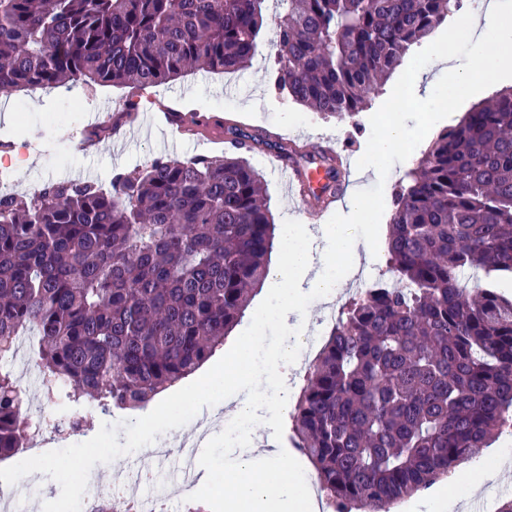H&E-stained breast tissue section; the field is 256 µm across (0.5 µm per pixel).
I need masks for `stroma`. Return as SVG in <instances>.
I'll list each match as a JSON object with an SVG mask.
<instances>
[{
    "instance_id": "35a3bbf8",
    "label": "stroma",
    "mask_w": 512,
    "mask_h": 512,
    "mask_svg": "<svg viewBox=\"0 0 512 512\" xmlns=\"http://www.w3.org/2000/svg\"><path fill=\"white\" fill-rule=\"evenodd\" d=\"M286 9L282 0H266L267 23L256 51L249 65L233 74L195 72L141 90L76 83L67 88L0 94V143L20 140L24 156L30 159L26 167L7 169L5 180L11 193L29 195L46 182L62 180L93 181L105 186L114 173L137 170L160 156L186 161L199 155L223 154L226 133L221 122L211 126L208 133L190 135L166 146L158 137L139 131L133 124L123 127L120 134L99 140L92 151L82 150L87 113L106 112L114 116L130 100L139 102L144 113L166 105L175 112H209L221 121L234 119L247 131L268 130L274 142L285 146L293 142L310 149L319 144L336 145L349 167L356 168L371 133L370 118L389 97L396 80L388 78L379 94L353 121L322 116L278 93L271 82L274 20ZM248 159L263 172L267 204L275 223V246H282L287 225L300 224L309 239L311 256L316 259L324 246L321 224L358 223V215L341 201L322 212L320 224L305 223L277 169L271 165L268 151L250 153ZM386 271L384 248L379 245L370 264L351 276L337 300L321 305L320 316L304 325V336L325 337L326 315L341 311L357 292L370 287ZM272 301V289L261 288L244 317L225 338L223 350L216 352L196 374L153 401L147 408L148 413L160 415L177 411L188 427V435H195L199 412L209 410L224 399L223 393L207 388L209 371L225 369L236 345L251 336L259 337L260 342L253 352L251 373L239 385L238 392L273 398L275 391L266 380L268 355L279 345L284 324L269 316ZM33 342V337H21L14 356L0 361V368L11 371L23 387L30 407L29 417L35 420L50 415L51 408L43 398L39 372L31 366ZM88 409L93 415V424L86 431L65 436L45 431L34 458L16 457L0 462V488L19 493L12 512H29L26 492L33 485L38 488L43 512H78L96 485H118L123 492L141 497L142 487L125 484L123 473L112 474L102 467L103 456L112 453L122 455L128 464L137 461V454L126 450L123 440L135 421L133 412L115 408L104 412L94 403L89 404ZM287 424L288 417L283 414L272 427L242 426L237 430L236 448L245 451L255 443L272 442L279 450L277 466L291 467L302 454L288 440ZM87 472L95 473L94 483L83 481L82 476Z\"/></svg>"
}]
</instances>
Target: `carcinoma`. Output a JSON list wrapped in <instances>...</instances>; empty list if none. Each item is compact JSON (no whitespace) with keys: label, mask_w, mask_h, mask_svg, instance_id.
Instances as JSON below:
<instances>
[{"label":"carcinoma","mask_w":512,"mask_h":512,"mask_svg":"<svg viewBox=\"0 0 512 512\" xmlns=\"http://www.w3.org/2000/svg\"><path fill=\"white\" fill-rule=\"evenodd\" d=\"M265 0H0V92L144 89L232 73L255 52ZM274 88L326 116L368 107L461 0H287ZM224 157H158L108 190L49 181L0 194V359L38 336L48 401L136 411L224 346L268 275L275 224L244 154L263 130L225 122ZM336 196L342 172L310 156ZM394 274L353 299L289 412L335 512H380L512 428V87L442 129L393 198ZM0 370V460L29 435Z\"/></svg>","instance_id":"cac0c4a2"}]
</instances>
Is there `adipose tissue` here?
Wrapping results in <instances>:
<instances>
[{"mask_svg": "<svg viewBox=\"0 0 512 512\" xmlns=\"http://www.w3.org/2000/svg\"><path fill=\"white\" fill-rule=\"evenodd\" d=\"M380 230L369 224H327L323 227L325 246L322 265L310 272V257L300 226H293L288 239L271 269L270 282L279 287L281 295L273 312L281 318L296 315L305 321L307 299L334 301L341 293L346 273L360 257H372L375 239ZM310 273L307 289L296 288L295 275ZM254 349L253 342L239 343L232 366L224 374L212 375L214 389L224 392L227 415L246 423L264 421L266 414L286 412L289 406L282 381L298 369L306 353L305 340L297 334L284 336L280 348L271 358L268 380L276 389L274 400L242 396L234 386L247 372ZM502 453L482 466H466L456 471L448 483L439 485L425 502L430 512H455L462 497L496 486L500 473L512 467V440L502 439ZM273 448L252 449L237 454L230 472L224 476V512H318L316 499L305 482H299L295 472H282L273 459Z\"/></svg>", "mask_w": 512, "mask_h": 512, "instance_id": "ef3b65f1", "label": "adipose tissue"}]
</instances>
